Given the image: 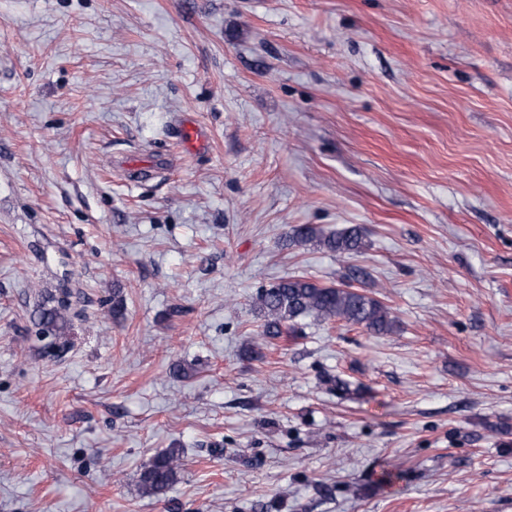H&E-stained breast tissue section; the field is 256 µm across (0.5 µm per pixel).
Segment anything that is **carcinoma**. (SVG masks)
Returning <instances> with one entry per match:
<instances>
[{
  "instance_id": "cac0c4a2",
  "label": "carcinoma",
  "mask_w": 512,
  "mask_h": 512,
  "mask_svg": "<svg viewBox=\"0 0 512 512\" xmlns=\"http://www.w3.org/2000/svg\"><path fill=\"white\" fill-rule=\"evenodd\" d=\"M314 242L329 252L352 254L363 245L362 230L351 225L334 232H325L313 225H300L293 229L289 243L293 245ZM70 289L62 285L50 298L51 305L36 311L34 326L44 327L60 348H69ZM257 308L264 318L260 336L275 338L296 333L302 319L343 320L366 328L376 335L391 332L394 320L389 310L377 299L348 286H326L299 278H282L260 289L256 297ZM182 467V449L168 448L158 453L139 475L141 493L151 496L171 486Z\"/></svg>"
}]
</instances>
